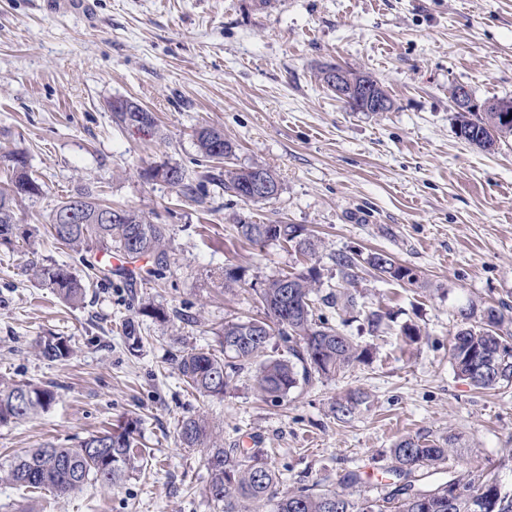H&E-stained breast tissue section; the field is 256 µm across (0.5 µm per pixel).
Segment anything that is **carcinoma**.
<instances>
[{
	"instance_id": "1",
	"label": "carcinoma",
	"mask_w": 512,
	"mask_h": 512,
	"mask_svg": "<svg viewBox=\"0 0 512 512\" xmlns=\"http://www.w3.org/2000/svg\"><path fill=\"white\" fill-rule=\"evenodd\" d=\"M334 70L342 75L345 101L356 111H363L359 95L372 89L388 98L379 80L368 73L355 72L340 66L320 71L321 81ZM498 100L483 103L481 113L460 112L457 133L477 134L471 144L488 149L498 133H511L512 121L504 122L503 115L494 110ZM115 122L138 129L155 127L150 112L127 111L113 113ZM198 150L203 161L219 162L234 154L232 143L213 128H204L197 136ZM11 174L7 187L0 189V241L9 242L16 236L18 219L16 203L23 198L38 199L43 186L30 171L26 155H9ZM253 178L250 168L227 169L224 177L206 176V180L224 193L244 203H261L247 183ZM83 201L79 223L63 219L68 204ZM120 216L110 222L102 220L105 212ZM242 237L254 244L280 239L295 244L303 255L315 252L316 243L296 224H258L249 217L238 219ZM49 232L57 242L72 249L92 244L97 251L109 255L122 253L128 263L143 258L153 259L154 267L145 274L160 276L170 266V255L164 248L166 228L153 224L135 212L115 209L96 198L87 188L80 189L57 204L49 215ZM336 271L341 281L351 284L357 280L360 267L356 252L338 253ZM369 265L393 280L414 284L416 274L407 266L396 263L383 254H374ZM43 285L56 290L68 303L79 302L85 285L63 264L44 265L34 272ZM292 287L282 285L281 277L265 281L256 291L265 311L263 319L227 322L218 333L215 348L192 349L174 358L176 369L191 391L204 398L224 396L235 375L245 365H258L257 392L274 400L285 397L299 383L308 384L313 377H330L356 362L364 361L368 349L360 347L351 337L329 323L323 309L336 310L342 315L356 306L357 296L345 290L320 294L321 279L316 267L291 275ZM465 325L458 328L449 340V358L458 378L482 390H496L512 385V334L503 332L512 322V305L470 306L461 312ZM122 333L128 347L142 343L139 325L132 319L122 323ZM279 336L288 349V357L265 355L269 338ZM40 356L49 362L65 361L72 349L68 341L57 335L43 336L37 343ZM56 400L51 384L16 382L0 377V424L20 423L44 412ZM367 403V395L349 392L336 400V419L349 420L355 408ZM137 427L126 422L97 431L76 445L61 447L47 444L33 448L0 465V482L26 489L49 490L57 495L69 494L88 482L110 487L125 479L139 464L142 452L137 450L134 433ZM180 441L187 448H205L209 481L205 495L224 507V512H512V487H506L494 477L476 475L450 476L445 482L431 484L423 481L418 471L440 464L454 451V440L425 443L404 438L392 450L394 465L386 473L391 482L380 499H355L348 489L361 483L356 471L345 473L336 486L323 488L299 487L279 490L280 474L266 460L248 449L226 448L218 442L215 425L205 415L184 418L179 427Z\"/></svg>"
}]
</instances>
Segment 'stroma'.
<instances>
[{"label":"stroma","mask_w":512,"mask_h":512,"mask_svg":"<svg viewBox=\"0 0 512 512\" xmlns=\"http://www.w3.org/2000/svg\"><path fill=\"white\" fill-rule=\"evenodd\" d=\"M329 65L377 77L390 110L353 111L320 81ZM459 84L480 103L512 97V0H95L88 16L58 0H0V186L8 154L21 152L45 191L19 203L22 235L0 244V376L57 386L47 411L0 426V464L128 420L150 453L109 488L57 496L0 483V512H221L204 493L205 451L178 438L182 418L199 412L225 447L254 445L285 491L356 470L355 495L382 497L391 450L407 436L455 437L441 471L479 469L511 486L512 386L473 389L448 348L462 309L512 304V135L489 150L460 139L450 97ZM119 99L153 112L156 128L113 122ZM204 127L234 145L225 164L201 161ZM164 164L194 183L260 165L281 190L254 206L212 185L199 203L145 177ZM79 188L167 226L173 263L136 299L89 280L94 247L74 251L49 234L51 207ZM240 215L300 225L319 248L252 244L237 232ZM350 251L363 264L343 331L369 349L366 361L276 402L258 396L252 366L223 397L185 391L176 355L214 346L227 322L261 317L255 290L282 273L313 266L323 291L341 288L334 257ZM376 253L412 268L417 283L380 278L368 263ZM51 263L85 279L84 301L64 303L32 276ZM230 267L241 280L228 287ZM149 302L167 321L139 316ZM377 309L386 318L372 333L366 317ZM127 318L141 324L135 353ZM407 323L420 327L418 342L400 336ZM50 332L69 341V359L39 355ZM350 391L368 402L336 421L332 407Z\"/></svg>","instance_id":"obj_1"}]
</instances>
